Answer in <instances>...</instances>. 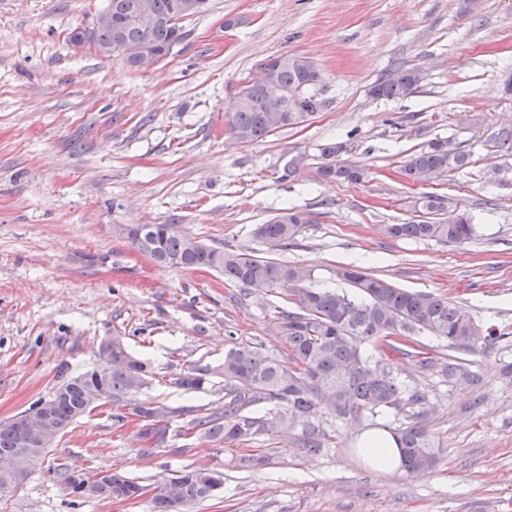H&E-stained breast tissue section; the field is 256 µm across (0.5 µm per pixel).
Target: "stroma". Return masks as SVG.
I'll list each match as a JSON object with an SVG mask.
<instances>
[{"label": "stroma", "instance_id": "stroma-1", "mask_svg": "<svg viewBox=\"0 0 512 512\" xmlns=\"http://www.w3.org/2000/svg\"><path fill=\"white\" fill-rule=\"evenodd\" d=\"M105 0H0V421L91 368L103 337L123 336L154 368L140 400L170 413L163 442L146 441L131 405L106 404L73 423L9 493L0 512H151L149 497L74 505L58 466L106 469L153 489L185 468L224 475L221 493L190 512H512V155L495 134L512 125V0H208L185 39L149 68L74 50V28ZM314 62L325 107L252 144L227 130L226 107L270 57ZM417 67L415 94L373 97L379 78ZM469 152L463 171L404 180L407 157L436 138ZM365 167L357 184L320 182L324 144ZM304 162L296 173L287 164ZM448 196L476 224L456 246L391 237L411 201ZM308 222L277 256L338 286L359 265L392 285L448 296L497 337L462 356L468 384L422 367L450 360L446 340L417 335L393 355L426 394L439 446L433 472L375 469L356 456L381 418L324 414L318 452L286 428L224 445L190 431L186 408L223 410L224 378L201 390L176 380L217 367L233 343L288 354L285 295L225 283L208 269L164 268L118 233L175 224L208 245L264 256L253 235L280 209ZM262 454L266 465L241 466Z\"/></svg>", "mask_w": 512, "mask_h": 512}]
</instances>
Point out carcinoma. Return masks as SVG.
Wrapping results in <instances>:
<instances>
[{
    "mask_svg": "<svg viewBox=\"0 0 512 512\" xmlns=\"http://www.w3.org/2000/svg\"><path fill=\"white\" fill-rule=\"evenodd\" d=\"M134 0H106L103 11L112 14V24L99 29L96 44L117 49L121 43L148 44L162 49L185 38L183 25L173 22L172 0H149L154 21L134 26L128 21ZM293 94L301 91L299 105L280 107L269 102L263 91L266 80ZM421 75L414 67H402L394 75L374 83L370 93L377 98H405L418 89ZM320 73L313 61L297 55H279L268 73L247 82L239 91L243 105L232 113L229 133L241 143H253L288 126L302 124L320 111L324 101L315 90ZM343 145L322 147V162L316 179L358 184L366 176L360 166L336 161ZM470 164V154L451 138L434 139L411 154L401 167L411 181H424L458 172ZM417 219L391 224L388 233L397 239L436 240L463 244L476 229L473 218L461 212L445 196L424 193L412 201ZM308 223L304 213L284 209L254 228V236L267 249L288 247ZM125 235L138 252L161 267L209 268L224 274V280L243 288L277 293L284 291L296 306L285 311L280 322L288 348V361L268 355L251 342H239L224 353L215 369L192 368L177 384L200 390L210 376H224V391L231 397L224 414H204L190 420L205 437L225 444L241 443L259 433L276 432L283 426L301 427L302 447L309 452L321 448L319 420L323 411L341 419L361 415H408L410 421L395 428L402 452V468L409 475H426L436 466L435 441L423 423L427 396L410 387L395 371L390 358L370 355L364 346L380 342L391 352L413 336L426 333L448 340L450 349L473 351L488 342L483 326L466 310L446 297L397 288L367 271L351 265L336 272L339 280L355 288L350 294L336 288L318 287L311 272L286 262L235 251L213 248L195 237L172 231L169 224H125ZM153 375L151 366L135 357L121 336L112 337V367L101 372L92 367L72 377L55 392L40 398L18 416L0 422V458H8L17 472L33 470L45 451L24 444L27 413H41L48 405L56 435L63 434L78 419L90 415L99 404L129 401L139 394ZM264 402L263 415L243 414V409ZM144 420L141 435L161 442L165 420L153 416L145 404L133 408ZM71 494L79 499L124 500L146 486L132 478L114 474L107 481L87 476L80 482L60 471ZM223 484L220 472L187 468L176 472L152 497L153 512H188L187 507L216 496L213 488Z\"/></svg>",
    "mask_w": 512,
    "mask_h": 512,
    "instance_id": "cac0c4a2",
    "label": "carcinoma"
}]
</instances>
